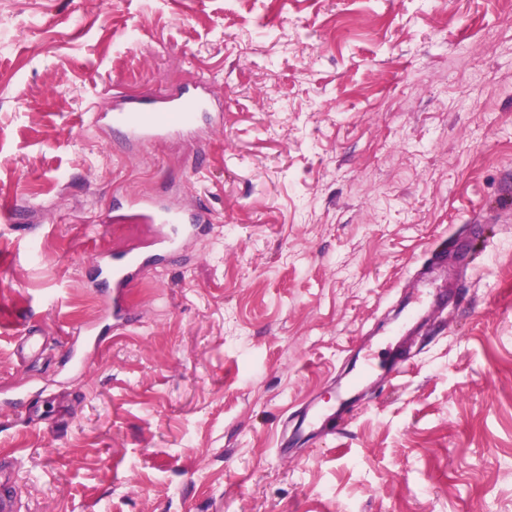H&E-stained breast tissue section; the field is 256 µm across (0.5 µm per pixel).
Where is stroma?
I'll use <instances>...</instances> for the list:
<instances>
[{
  "label": "stroma",
  "mask_w": 512,
  "mask_h": 512,
  "mask_svg": "<svg viewBox=\"0 0 512 512\" xmlns=\"http://www.w3.org/2000/svg\"><path fill=\"white\" fill-rule=\"evenodd\" d=\"M201 78L209 140L90 122ZM132 183L214 229L68 369L96 251L147 233L96 224ZM434 260L407 372L284 447ZM4 458L18 512H512V0H0Z\"/></svg>",
  "instance_id": "obj_1"
}]
</instances>
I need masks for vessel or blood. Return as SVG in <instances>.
<instances>
[{"mask_svg": "<svg viewBox=\"0 0 512 512\" xmlns=\"http://www.w3.org/2000/svg\"><path fill=\"white\" fill-rule=\"evenodd\" d=\"M216 95L205 79L178 92L164 95L120 96L108 112H93L96 127H112L134 144L156 143L170 138H193L212 134L224 127V113L214 106ZM112 221L134 219L148 224L151 235L123 250L99 251L93 260L94 280L106 289L96 325L80 328L84 342L101 345L109 331L127 325L133 319L127 304L130 288L146 272L157 270L177 257L188 242L209 229L208 211L187 210L154 193L145 192L129 198L114 209ZM408 326L395 328L400 338L387 361L376 359L371 347H360L356 354V374L340 388L331 406L310 402L303 409L295 428L297 436L313 439L329 434L337 421L376 380L397 378L410 364L411 347L403 337Z\"/></svg>", "mask_w": 512, "mask_h": 512, "instance_id": "b4317fda", "label": "vessel or blood"}]
</instances>
